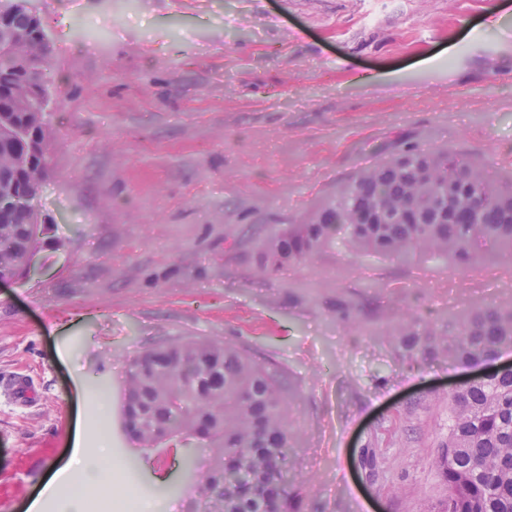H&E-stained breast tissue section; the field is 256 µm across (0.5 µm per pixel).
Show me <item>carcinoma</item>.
Listing matches in <instances>:
<instances>
[{"mask_svg":"<svg viewBox=\"0 0 512 512\" xmlns=\"http://www.w3.org/2000/svg\"><path fill=\"white\" fill-rule=\"evenodd\" d=\"M0 73L19 79L16 120L29 113L42 146L51 129L45 108L28 95L48 89L50 47L24 0H0ZM0 173L18 170L37 197L45 173L19 124L0 122ZM372 214L377 223L367 224ZM341 240L356 254L445 259L457 269L506 253L512 257V177L494 181L485 166L446 144H405L389 159L336 190L302 224L266 241L263 268L300 266ZM38 227L0 222V268L19 269L37 247ZM512 347V300L476 307L429 329L410 316L392 347L402 362L443 357L477 365ZM218 379H202L204 371ZM288 376L253 359L248 349L179 338L135 359L125 382L124 425L141 448H211L196 494L202 512H288L290 467ZM448 430L438 439L435 468L452 512H512V366L447 397Z\"/></svg>","mask_w":512,"mask_h":512,"instance_id":"carcinoma-1","label":"carcinoma"}]
</instances>
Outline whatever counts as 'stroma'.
Masks as SVG:
<instances>
[{"instance_id":"35a3bbf8","label":"stroma","mask_w":512,"mask_h":512,"mask_svg":"<svg viewBox=\"0 0 512 512\" xmlns=\"http://www.w3.org/2000/svg\"><path fill=\"white\" fill-rule=\"evenodd\" d=\"M498 0H33L50 44L49 171L34 267L0 287L4 512H62L47 470L110 454L115 500L187 512L168 487L205 445L138 447L124 429L132 360L177 337L247 347L289 375L297 512H435L436 443L471 368L391 357L407 315L438 327L512 299V258L356 255L261 267L298 224L408 140L512 176V13ZM108 400L95 408L91 393ZM376 442L381 466L358 464ZM55 450L49 465L39 448Z\"/></svg>"}]
</instances>
